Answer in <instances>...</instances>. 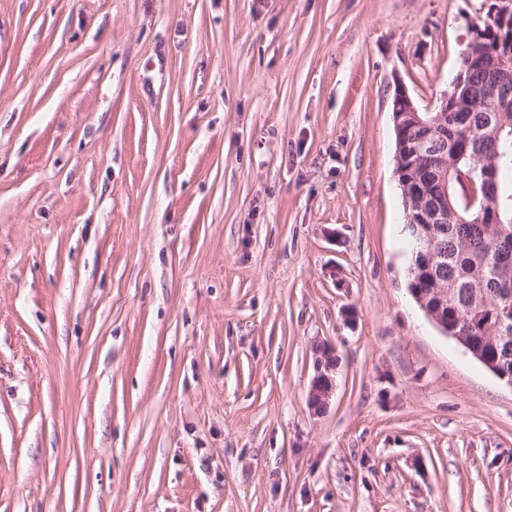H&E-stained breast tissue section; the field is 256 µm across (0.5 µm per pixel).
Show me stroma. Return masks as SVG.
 <instances>
[{
	"label": "stroma",
	"mask_w": 512,
	"mask_h": 512,
	"mask_svg": "<svg viewBox=\"0 0 512 512\" xmlns=\"http://www.w3.org/2000/svg\"><path fill=\"white\" fill-rule=\"evenodd\" d=\"M482 5L0 0V512H512L394 174ZM316 375L308 391L307 401L311 409L321 411L327 407L329 399L335 390V379L332 375L336 369V355L333 349L316 348Z\"/></svg>",
	"instance_id": "stroma-1"
}]
</instances>
